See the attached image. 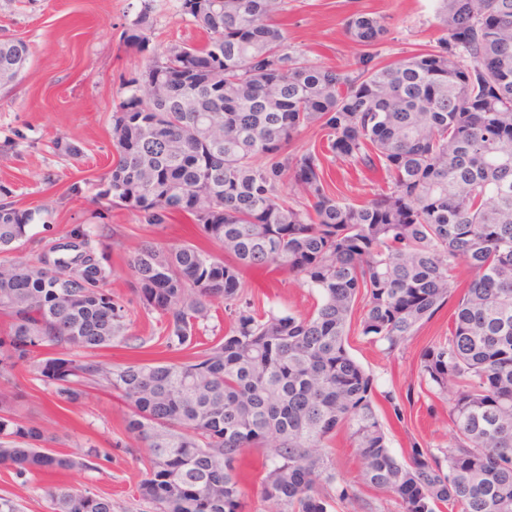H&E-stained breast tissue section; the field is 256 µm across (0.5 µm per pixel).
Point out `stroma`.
Segmentation results:
<instances>
[{"label": "stroma", "mask_w": 512, "mask_h": 512, "mask_svg": "<svg viewBox=\"0 0 512 512\" xmlns=\"http://www.w3.org/2000/svg\"><path fill=\"white\" fill-rule=\"evenodd\" d=\"M285 2L280 21L289 50L336 69L349 68L359 53L345 31L346 18L356 11L388 21L390 34L378 47L383 60L406 56L441 35L432 0ZM145 3L151 7L152 26L143 51L126 43L124 32ZM1 38L23 40L30 60L18 84L0 93V185L11 190L17 207L40 211L41 221L30 229L35 238L58 239L77 224L116 231V238L104 240L112 292L128 304L132 334L159 335L157 314L146 313L132 292L128 260L143 241L161 247L195 244L197 232L180 217L157 227L141 223L128 207L100 212L95 196L112 166V114L130 96L132 80L153 52L201 43L204 33L186 14L183 0H0ZM69 143L74 152L66 151ZM327 172L337 198L345 203L372 198L381 183L379 177L340 160ZM74 184L79 193L68 194ZM243 280L247 297L262 312L306 317L320 300L315 290L285 271L248 269ZM453 310V304H446L402 351L391 355L361 335V316H352L350 355L371 376L376 394L391 392L406 409L405 423L390 425L387 433L396 457H405L415 441L434 450L449 444L448 401L433 396L421 382L419 354L428 344L447 338ZM28 407L33 420L51 425L54 452L78 453L89 442L110 451L109 460L100 461L98 469L63 474L61 482L110 497L113 512H156L137 492L139 458L115 445L123 437L126 412L120 400L99 391L81 407L69 409L39 385L31 391ZM329 462L338 482L352 485L374 512H401L395 498L366 483L346 431L333 439ZM0 495L13 497L21 512H51L39 477L24 481L0 469Z\"/></svg>", "instance_id": "1"}]
</instances>
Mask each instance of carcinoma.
I'll return each instance as SVG.
<instances>
[{
  "instance_id": "obj_1",
  "label": "carcinoma",
  "mask_w": 512,
  "mask_h": 512,
  "mask_svg": "<svg viewBox=\"0 0 512 512\" xmlns=\"http://www.w3.org/2000/svg\"><path fill=\"white\" fill-rule=\"evenodd\" d=\"M443 35L383 62L385 18L345 22L361 48L347 70L288 51L277 22L284 0H184L206 35L153 54L112 112L116 160L96 202L131 207L149 226L181 215L205 248L146 242L130 257L133 292L163 322L161 345L185 358L112 364L100 352L147 348L108 288L103 234L84 224L23 253L35 212L0 199V469L18 478L91 469L107 453L45 451L48 427L19 412V375L79 407L94 390L128 408L125 435L143 465L138 493L156 512H240L242 457L263 450L260 494L287 512H328L332 501L371 506L334 482L325 448L349 434L367 483L402 512H512V0H435ZM150 5L125 31L146 48ZM30 57L0 40V89ZM319 147L291 151L306 129ZM382 173L384 188L342 203L325 163ZM292 182L298 195L282 194ZM475 277L445 340L419 355L421 381L448 396L452 437L437 456L414 440L400 460L376 413L373 381L347 349L361 334L392 353ZM283 270L314 288L305 318L258 314L242 272ZM229 332L199 340L211 304ZM52 512H112V500L70 485L45 487Z\"/></svg>"
}]
</instances>
